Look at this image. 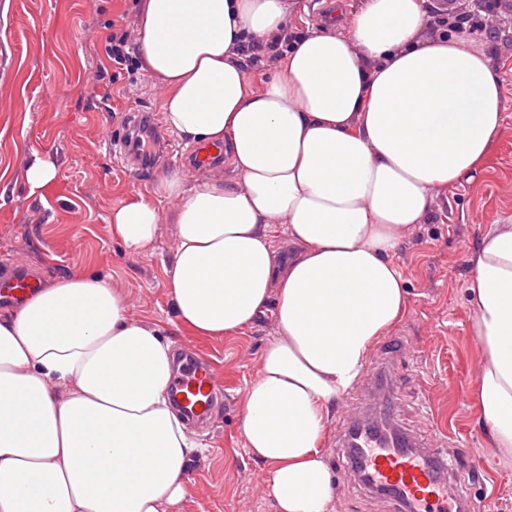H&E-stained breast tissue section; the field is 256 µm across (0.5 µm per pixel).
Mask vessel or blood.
Instances as JSON below:
<instances>
[{
	"instance_id": "vessel-or-blood-1",
	"label": "vessel or blood",
	"mask_w": 512,
	"mask_h": 512,
	"mask_svg": "<svg viewBox=\"0 0 512 512\" xmlns=\"http://www.w3.org/2000/svg\"><path fill=\"white\" fill-rule=\"evenodd\" d=\"M37 286L35 277L12 269L0 273V299L22 302ZM370 395L365 412L353 415L341 433V467L370 491L394 501L398 512H475L460 490L461 469L443 446L428 447L393 425L397 405L387 370L366 373ZM172 391L182 412L209 421L222 393L201 359L185 357Z\"/></svg>"
}]
</instances>
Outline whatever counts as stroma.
<instances>
[{
  "label": "stroma",
  "mask_w": 512,
  "mask_h": 512,
  "mask_svg": "<svg viewBox=\"0 0 512 512\" xmlns=\"http://www.w3.org/2000/svg\"><path fill=\"white\" fill-rule=\"evenodd\" d=\"M137 0H0V259L38 270L41 279L86 272L110 277L140 321L208 360L224 400L194 437L204 447L190 463L174 512H276L267 466L248 452L242 396L276 334L272 315L244 332L216 339L179 329L164 267L173 227L159 225L154 244L131 255L112 236L113 210L130 195L153 197L161 178L190 169L194 146L164 167H130L112 142L125 134L129 113L161 116L156 80L130 62L109 65L106 37L136 21ZM499 71L504 133L487 166L451 186L395 260L405 280L407 313L369 352L374 367L388 341L403 344L393 358L399 379V425L437 443L450 437L469 453L477 479H464L489 512H512V457L493 448L473 406L479 339L467 290L465 256L488 224L512 216V47ZM110 99H101L100 89ZM35 151L57 168L48 192L31 189L18 151ZM334 465L335 455H328ZM339 512H391L336 469Z\"/></svg>",
  "instance_id": "obj_1"
}]
</instances>
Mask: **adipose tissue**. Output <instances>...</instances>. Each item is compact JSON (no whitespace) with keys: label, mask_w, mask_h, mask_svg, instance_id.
<instances>
[{"label":"adipose tissue","mask_w":512,"mask_h":512,"mask_svg":"<svg viewBox=\"0 0 512 512\" xmlns=\"http://www.w3.org/2000/svg\"><path fill=\"white\" fill-rule=\"evenodd\" d=\"M427 3L337 9L258 89L241 45L280 38L289 0L138 3L141 68L166 126L223 145L232 173L173 171L160 203L132 196L110 232L136 254L173 224L166 285L190 335L241 333L272 313L243 436L277 512H336L337 403L407 312L394 256L503 128L491 46L430 34ZM466 263L474 403L512 453V221L489 225ZM172 371L170 342L132 318L110 278L72 274L0 308V512H170L201 449L170 402Z\"/></svg>","instance_id":"obj_1"}]
</instances>
